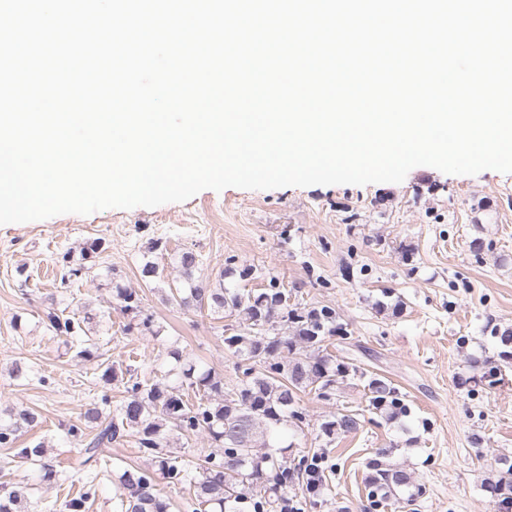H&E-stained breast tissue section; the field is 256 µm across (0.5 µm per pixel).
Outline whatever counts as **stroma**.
<instances>
[{
    "label": "stroma",
    "mask_w": 512,
    "mask_h": 512,
    "mask_svg": "<svg viewBox=\"0 0 512 512\" xmlns=\"http://www.w3.org/2000/svg\"><path fill=\"white\" fill-rule=\"evenodd\" d=\"M94 240L101 249L87 259L85 276L60 288L63 254ZM155 240L171 252L194 249L203 278H215L230 256L252 268L246 280L226 276V288H261L274 276L292 303L335 308L350 337L334 341L330 353L404 395L409 415L388 422L367 411L365 383L356 378L328 400L301 394L304 421L274 430L293 457L326 444L319 426L327 415L353 411L360 422L326 444L335 473L306 512H360L367 463L380 448L426 489L403 512H498L483 484L498 479L500 455L512 457V360L493 335L512 328V173L450 175L430 166L398 184L205 189L182 203L0 225V408L34 410L38 423L19 440L46 441L48 461L63 474L44 482L39 465L0 447V487L29 485L33 512H66L84 476L67 430L83 425L84 411L102 396L115 406L124 396L121 383L102 379L98 359L79 358L80 342L63 343L48 330V311L95 314L90 334L101 351L141 378L163 371L175 344L225 385L236 382L237 360L224 350L226 318L168 301V280L141 281L138 269ZM116 281L138 289L150 327L132 325L112 296ZM18 358L31 368L25 386L11 375ZM488 363L501 367L503 384L479 383ZM128 465L153 466L131 435L104 449L85 512H120L113 475Z\"/></svg>",
    "instance_id": "obj_1"
}]
</instances>
